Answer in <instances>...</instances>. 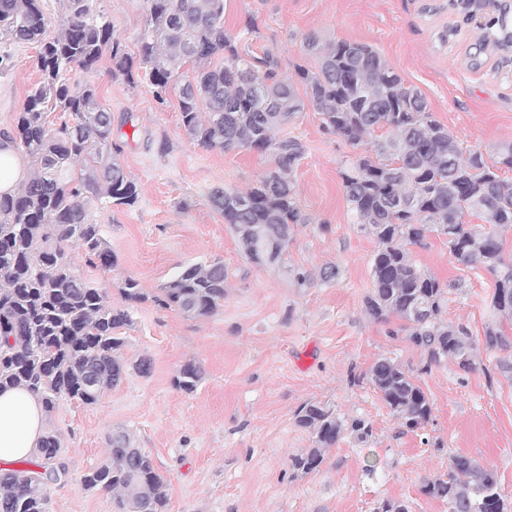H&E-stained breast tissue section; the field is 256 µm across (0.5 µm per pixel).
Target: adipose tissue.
Segmentation results:
<instances>
[{
    "mask_svg": "<svg viewBox=\"0 0 512 512\" xmlns=\"http://www.w3.org/2000/svg\"><path fill=\"white\" fill-rule=\"evenodd\" d=\"M46 427L37 397L21 388L0 391V460L27 457Z\"/></svg>",
    "mask_w": 512,
    "mask_h": 512,
    "instance_id": "adipose-tissue-1",
    "label": "adipose tissue"
}]
</instances>
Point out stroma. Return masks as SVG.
Returning a JSON list of instances; mask_svg holds the SVG:
<instances>
[{
    "mask_svg": "<svg viewBox=\"0 0 512 512\" xmlns=\"http://www.w3.org/2000/svg\"><path fill=\"white\" fill-rule=\"evenodd\" d=\"M95 7L137 54L145 0H96ZM224 29L250 53L277 59L283 78L294 77L299 66L315 69L317 58L302 48L308 33L367 43L422 91L434 119L462 150L492 156L512 144V61L487 54L472 67L476 33L448 0H224ZM3 52L14 61L0 76V131H7L41 74L36 45L2 43ZM70 80L94 84L112 114L119 160L139 187L135 206L94 211L116 265L91 267L79 254L74 260L86 280L106 289L113 308L129 313L120 330L124 363L147 357L152 367L146 375L128 373L95 404L62 397L47 414L66 470L47 486L49 512H116L111 493L80 484L107 461L116 429L128 430L152 457L165 481L166 512H376L387 499L409 512H448L422 488L447 472L455 454L494 470L512 506V381L441 362L418 379L432 419L413 432L371 384L352 381L383 356L410 369L422 365L400 320L380 323L365 312L375 244L352 222L339 169L370 142L354 145L325 133L309 106L275 130V140L304 147L293 180L305 221L281 261L257 265L243 255L209 196L218 188L249 190L270 169L269 154L197 147L183 129L176 96L163 102L149 83L135 87L112 75L109 58L89 73L73 68ZM412 253L421 269L462 280L443 318L467 324L482 345L486 326L497 321L489 275L456 263L441 235L429 234ZM214 258L223 261L226 279L224 305L212 316L191 318L149 301H126L122 293L126 279L151 292L179 266ZM328 265L338 267V279L318 281ZM298 271L313 282L298 285ZM190 360L200 365L202 379L187 393L174 377ZM309 401L342 418H365L372 434L364 442L342 435L320 470L301 474L290 459L310 448L312 438L296 425L295 412Z\"/></svg>",
    "mask_w": 512,
    "mask_h": 512,
    "instance_id": "35a3bbf8",
    "label": "stroma"
}]
</instances>
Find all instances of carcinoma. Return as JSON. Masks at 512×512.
<instances>
[{
	"label": "carcinoma",
	"mask_w": 512,
	"mask_h": 512,
	"mask_svg": "<svg viewBox=\"0 0 512 512\" xmlns=\"http://www.w3.org/2000/svg\"><path fill=\"white\" fill-rule=\"evenodd\" d=\"M60 2L59 32L48 38L39 0H0V40L38 44L42 73L10 132L34 173L16 191L0 194V391L22 387L50 413L62 396L96 403L126 373L118 330L128 315L81 275L70 253L75 247L91 266H114L117 258L92 218V205L131 207L139 197L118 160L112 113L93 85L69 84L73 68L91 71L105 54L112 72L132 85L147 78L160 100L176 85L183 129L197 146L271 152L274 166L252 189L210 196L244 255L258 265L280 261L295 225L305 223L292 181L304 148L294 139L274 141V129L290 123L307 102L322 116L325 133L353 144L376 128L389 129L391 136L375 143L373 153L347 160L340 170L353 224L377 243L366 311L376 321L395 316L406 322L424 357L420 371L448 359L467 374H490L470 330L442 318L458 284L421 270L411 247L431 232L445 236L458 264L493 277L490 307L512 322V255L501 238L502 229L512 227V180L500 175L512 171L511 145L490 163L478 149L462 158L422 92L366 43L307 35L303 50L318 58V67L298 69L304 101L278 76L272 56L240 54L224 31V0H147L136 57L114 38L112 21L94 10V0ZM479 6L493 18L478 40L512 31V17L493 0H479ZM217 56L223 65H212ZM184 63L193 65L192 73L180 71ZM57 109L69 120L56 126L48 114ZM468 215L481 223L468 222ZM225 277L221 261L195 262L179 267L151 296L132 278L123 294L203 318L224 305ZM484 337L488 350L512 348L497 325L487 326ZM366 377L402 425L415 429L430 421L432 404L412 372L382 357ZM200 380L201 368L188 361L175 384L192 392ZM295 422L313 438V447L291 458L292 469L302 474L320 469L342 433L361 441L372 434L365 419L343 420L319 402L300 405ZM109 445L110 462L85 474L82 488L116 494L118 512H165V484L152 458L126 430L112 431ZM60 448L61 439L48 430L36 448L39 470L0 469V512H48L47 484L65 473L57 465ZM423 492L445 502L448 512H482L484 498L501 496L496 473L462 454L452 456L448 472L429 480Z\"/></svg>",
	"instance_id": "1"
}]
</instances>
